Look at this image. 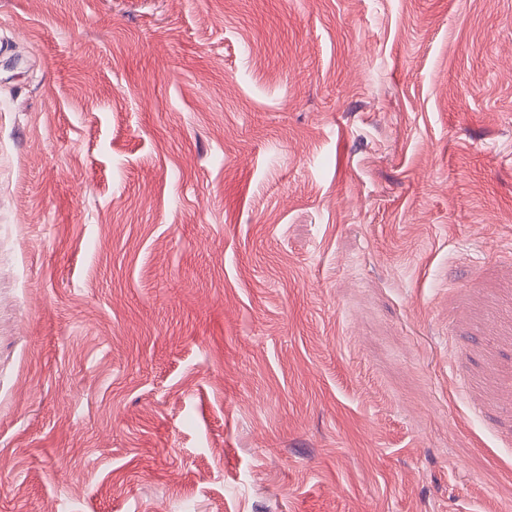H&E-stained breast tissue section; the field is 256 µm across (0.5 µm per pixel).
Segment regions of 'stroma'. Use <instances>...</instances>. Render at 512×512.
<instances>
[{
    "mask_svg": "<svg viewBox=\"0 0 512 512\" xmlns=\"http://www.w3.org/2000/svg\"><path fill=\"white\" fill-rule=\"evenodd\" d=\"M512 512V0H0V512Z\"/></svg>",
    "mask_w": 512,
    "mask_h": 512,
    "instance_id": "stroma-1",
    "label": "stroma"
}]
</instances>
